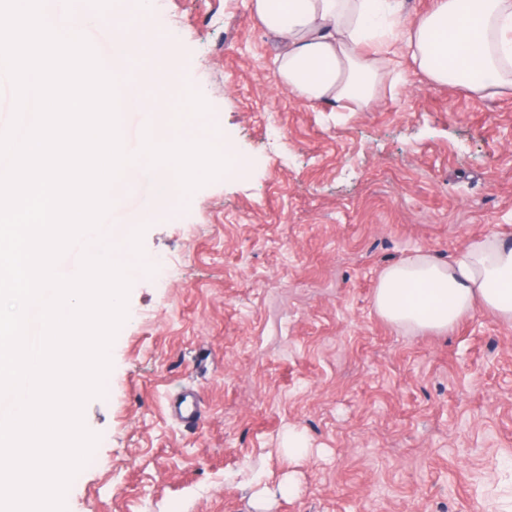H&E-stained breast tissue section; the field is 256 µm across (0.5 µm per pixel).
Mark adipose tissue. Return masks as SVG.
<instances>
[{
  "mask_svg": "<svg viewBox=\"0 0 512 512\" xmlns=\"http://www.w3.org/2000/svg\"><path fill=\"white\" fill-rule=\"evenodd\" d=\"M278 47L282 86L316 105H370L385 73L376 65L395 36L403 0H250ZM413 61L439 85L483 93L512 88V0H435L409 28ZM374 307L388 323L445 334L475 308L512 320V242L470 240L444 263L420 251L378 278Z\"/></svg>",
  "mask_w": 512,
  "mask_h": 512,
  "instance_id": "obj_1",
  "label": "adipose tissue"
}]
</instances>
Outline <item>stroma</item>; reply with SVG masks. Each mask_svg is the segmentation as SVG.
<instances>
[{"mask_svg":"<svg viewBox=\"0 0 512 512\" xmlns=\"http://www.w3.org/2000/svg\"><path fill=\"white\" fill-rule=\"evenodd\" d=\"M150 22L249 168L166 213L143 180L112 206L153 269L84 407L96 463L66 512H512V323L478 308L415 333L373 302L417 251L512 238V93L436 85L399 42L374 103L313 106L279 83L249 0H154ZM187 387L191 428L172 411Z\"/></svg>","mask_w":512,"mask_h":512,"instance_id":"1","label":"stroma"}]
</instances>
